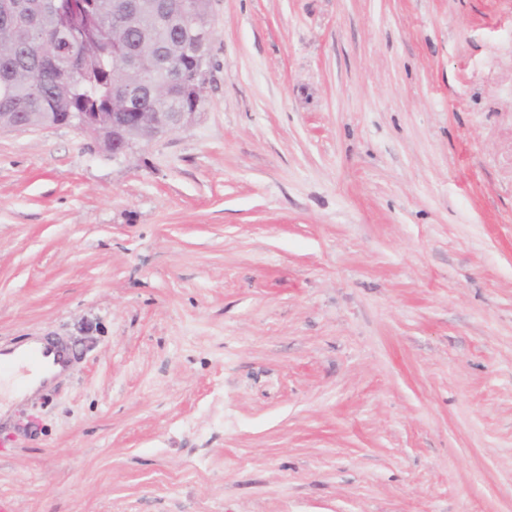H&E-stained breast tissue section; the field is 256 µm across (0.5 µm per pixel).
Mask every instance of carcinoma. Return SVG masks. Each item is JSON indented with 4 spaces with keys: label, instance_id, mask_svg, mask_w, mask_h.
Here are the masks:
<instances>
[{
    "label": "carcinoma",
    "instance_id": "1",
    "mask_svg": "<svg viewBox=\"0 0 512 512\" xmlns=\"http://www.w3.org/2000/svg\"><path fill=\"white\" fill-rule=\"evenodd\" d=\"M28 10L26 22L18 24L0 13V116L25 112L35 122L56 121L63 112L99 113L98 137L112 139V113L183 112L201 108L203 98L182 95L178 79L166 67L169 56L182 60L183 76L196 70L192 55L182 53L191 44L193 32L173 11L162 13L152 0H140L138 27L112 32V14L128 0H81L74 12H52L47 0H21ZM74 31L83 41L74 66L41 55L27 40L29 30L50 36L58 29ZM131 66L150 67L168 83L163 93L155 88L129 87ZM38 81L45 91L34 97L30 83Z\"/></svg>",
    "mask_w": 512,
    "mask_h": 512
}]
</instances>
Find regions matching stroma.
I'll list each match as a JSON object with an SVG mask.
<instances>
[{
    "instance_id": "obj_1",
    "label": "stroma",
    "mask_w": 512,
    "mask_h": 512,
    "mask_svg": "<svg viewBox=\"0 0 512 512\" xmlns=\"http://www.w3.org/2000/svg\"><path fill=\"white\" fill-rule=\"evenodd\" d=\"M204 101L0 131V512H512V0H211ZM42 342H33L26 345L22 349L12 351L11 354L3 356L12 361L9 369L10 374L4 377L3 397L9 402L13 399H22L27 394H30L40 388L44 383H49L55 376L62 374L66 370L65 366L56 365L51 371L40 372L30 371L29 374L21 373V369L27 368L21 365V359L24 353L31 347L41 345ZM29 370V368H27Z\"/></svg>"
}]
</instances>
